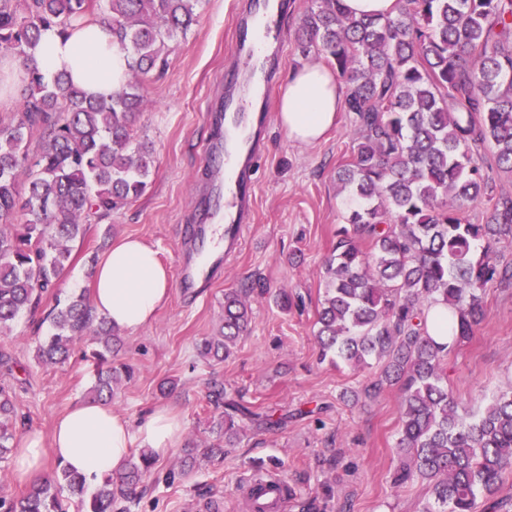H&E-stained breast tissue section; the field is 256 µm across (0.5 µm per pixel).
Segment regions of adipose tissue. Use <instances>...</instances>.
I'll list each match as a JSON object with an SVG mask.
<instances>
[{"label":"adipose tissue","mask_w":512,"mask_h":512,"mask_svg":"<svg viewBox=\"0 0 512 512\" xmlns=\"http://www.w3.org/2000/svg\"><path fill=\"white\" fill-rule=\"evenodd\" d=\"M32 64L48 77L66 74L96 99L120 90L128 74L127 55L114 42L107 22L79 24L65 36L50 28L41 34L33 63L0 58L1 110L13 105ZM343 106L339 78L312 61L289 76L279 103L280 125L289 139L312 144L334 125ZM92 279L96 313L131 331L150 324L171 288L170 274L156 251L131 238L112 245L95 266ZM180 431V422L165 410L152 411L133 425L107 404L79 401L59 419L51 440L35 431L23 434L13 468L21 480L41 475L51 453L92 485L105 475L123 473L133 445L163 454L173 447Z\"/></svg>","instance_id":"adipose-tissue-1"}]
</instances>
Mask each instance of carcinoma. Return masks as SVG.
<instances>
[{"instance_id":"cac0c4a2","label":"carcinoma","mask_w":512,"mask_h":512,"mask_svg":"<svg viewBox=\"0 0 512 512\" xmlns=\"http://www.w3.org/2000/svg\"><path fill=\"white\" fill-rule=\"evenodd\" d=\"M199 2L0 0V54L28 62L44 29L66 33L96 16L129 57V78L108 101L87 97L62 74L30 69L18 118L0 122L1 334L56 288L72 243L92 222L144 194L154 155L136 139L140 79L166 68L167 43L188 33ZM295 43L304 56L316 50L329 59L358 129L352 159L336 172L354 205L325 265L315 323L321 358L360 369L374 360L380 372L372 389L400 387L395 486L429 481L436 508L424 512H476L477 494L494 493L512 473V386L466 421L442 364L483 320L486 289L512 280V266L492 258L498 244L512 242V195L493 203L484 224L466 216L484 195L483 148L512 176V0H395L379 17H356L342 0H313ZM34 136L42 146L31 157L25 145ZM249 293L224 294L222 323L201 341V356L231 355L251 320ZM437 304L456 317L437 324L451 333L449 343L427 326ZM48 316L54 333L37 347L38 361L62 364L91 335L93 399L112 398L114 386L132 378L130 367L112 365L118 329L95 317L85 296H54ZM209 401L222 410L212 432L228 444L241 420L281 424L227 398L219 381ZM17 417V396L1 384L0 460L14 450ZM184 453L183 473L224 449L192 445ZM152 465L146 454L130 459L88 501L84 478L58 465L20 497L0 498V512H116Z\"/></svg>"}]
</instances>
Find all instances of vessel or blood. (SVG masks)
Wrapping results in <instances>:
<instances>
[{"label": "vessel or blood", "instance_id": "obj_1", "mask_svg": "<svg viewBox=\"0 0 512 512\" xmlns=\"http://www.w3.org/2000/svg\"><path fill=\"white\" fill-rule=\"evenodd\" d=\"M273 0H251L247 25L256 30L254 39L239 44L240 65L230 73L233 87L224 104L209 101L205 113L212 133L203 146L207 169L212 172L199 204L197 235L210 238L215 227V207L224 209V251L232 253L242 244L247 224L252 221L255 187L250 178L252 158L261 148L260 128L266 113L256 105L265 96L264 76L267 47L282 48L284 32Z\"/></svg>", "mask_w": 512, "mask_h": 512}]
</instances>
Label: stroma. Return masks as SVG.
I'll return each instance as SVG.
<instances>
[{
  "instance_id": "35a3bbf8",
  "label": "stroma",
  "mask_w": 512,
  "mask_h": 512,
  "mask_svg": "<svg viewBox=\"0 0 512 512\" xmlns=\"http://www.w3.org/2000/svg\"><path fill=\"white\" fill-rule=\"evenodd\" d=\"M243 10L244 0H202L197 25L169 41L166 71L142 78L148 107L137 128L154 149L150 184L141 198L76 240L58 282L62 294L90 292L92 258L121 237L151 244L172 273L182 258L194 257L188 230L198 218L194 195L204 172L201 147L210 135L203 104L228 92L227 75L236 61L234 22ZM357 137L345 111L313 145L290 140L278 120H271L254 171L253 220L240 251L198 287L172 283L152 324L121 332L114 361L130 365L134 376L119 385L113 409L135 423L164 407L182 423L178 440L156 456L128 512H206L211 500L220 501L223 512H244L247 478L267 470L292 490L286 512H423L433 505L428 482L391 485L399 389L371 392L378 368L318 360L313 325L326 261L346 216L336 171L351 159ZM482 161L484 198L468 210L475 224L485 222L491 200L512 195V178L499 170L492 150L483 151ZM255 282L262 288L253 294L252 319L233 354L221 362L201 359L196 346L216 333L225 292ZM283 289L301 297L302 307L281 310L276 298ZM53 304V296L44 297L40 311L22 314L10 334H0V353L11 358L0 365V383L16 393L25 418L16 427L20 434L50 433L74 401L87 399L95 382L84 358L94 347L90 339L77 344L67 363H38L36 344L51 330L44 316ZM484 308L486 317L472 338L454 346L442 365L457 411L466 417L481 414L512 384V281L487 288ZM214 378L223 380L228 397L285 422L278 428L243 422L223 460L201 461L184 478L167 482L188 441L202 447L214 442L211 427L220 417L209 402ZM166 380L175 386L164 392L160 385Z\"/></svg>"
}]
</instances>
